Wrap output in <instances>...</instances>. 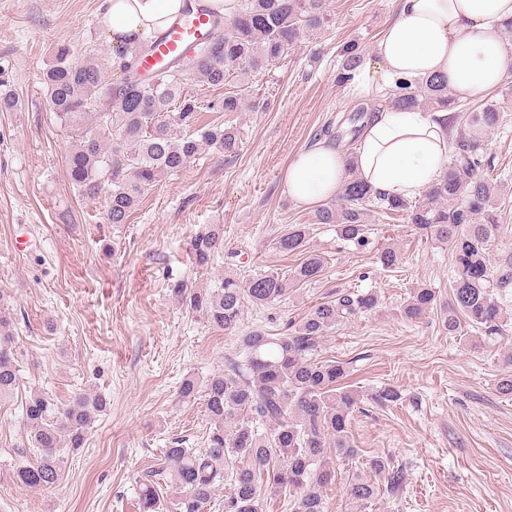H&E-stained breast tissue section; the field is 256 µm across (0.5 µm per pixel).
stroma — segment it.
<instances>
[{
	"mask_svg": "<svg viewBox=\"0 0 512 512\" xmlns=\"http://www.w3.org/2000/svg\"><path fill=\"white\" fill-rule=\"evenodd\" d=\"M101 2L0 0V82L18 98L14 110L0 112V314L11 321L20 369L15 394L0 402V512H139V477L159 464L170 440L199 448L206 437L204 408L180 399L181 381L239 355L234 336L181 306L173 283L213 287L229 267L243 277L287 272L300 257L279 253L273 240L291 224L309 225L306 248L323 258L324 275L271 307H245L241 330L259 325L278 336L336 290L375 292L377 308L331 330L313 356L343 363L346 385L361 394L386 386L402 393L396 405L369 402L353 413L360 457L334 461L325 512H363L347 495L357 473L380 488L364 512H512V396L497 390L512 374L504 362L512 330L491 337L465 326L451 336L434 311L406 321L400 306L410 288L449 298L447 246L399 216L376 217L365 244L342 241L286 189L295 155L355 112L337 78L345 51L355 44L372 57L397 16L396 0H329L325 31L249 83H191L211 104L200 124L233 129L238 152L202 151L117 226L105 219L103 197L83 196L70 183L72 139L49 111L41 81L57 47L76 59L93 49L111 55ZM230 93L244 98L241 111L222 110ZM209 224L223 225L224 250L200 270L187 243ZM387 244L403 254L392 272L375 262ZM85 391L104 396L107 408L84 448L66 454L56 485L21 486L16 469L35 459L27 399L41 393L62 407ZM376 459L403 469L398 491L370 472Z\"/></svg>",
	"mask_w": 512,
	"mask_h": 512,
	"instance_id": "1",
	"label": "stroma"
}]
</instances>
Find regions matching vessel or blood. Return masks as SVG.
<instances>
[{"instance_id": "b4317fda", "label": "vessel or blood", "mask_w": 512, "mask_h": 512, "mask_svg": "<svg viewBox=\"0 0 512 512\" xmlns=\"http://www.w3.org/2000/svg\"><path fill=\"white\" fill-rule=\"evenodd\" d=\"M223 28V23L199 2L175 18L155 38L149 52L140 60V72L151 73L173 60L192 55L199 40L212 37Z\"/></svg>"}]
</instances>
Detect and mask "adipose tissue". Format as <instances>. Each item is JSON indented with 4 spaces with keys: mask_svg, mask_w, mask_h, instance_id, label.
Segmentation results:
<instances>
[{
    "mask_svg": "<svg viewBox=\"0 0 512 512\" xmlns=\"http://www.w3.org/2000/svg\"><path fill=\"white\" fill-rule=\"evenodd\" d=\"M183 0H103L102 23L113 45L143 41L164 28ZM512 23V0H399L398 15L382 32L375 59L353 75L347 92L370 109L360 121L352 158L324 142L289 164V197L314 206L334 197L354 166L358 177L389 195L422 194L448 163V112L401 110L385 96L396 82L443 75L449 87L478 95L512 73L503 32Z\"/></svg>",
    "mask_w": 512,
    "mask_h": 512,
    "instance_id": "1",
    "label": "adipose tissue"
}]
</instances>
